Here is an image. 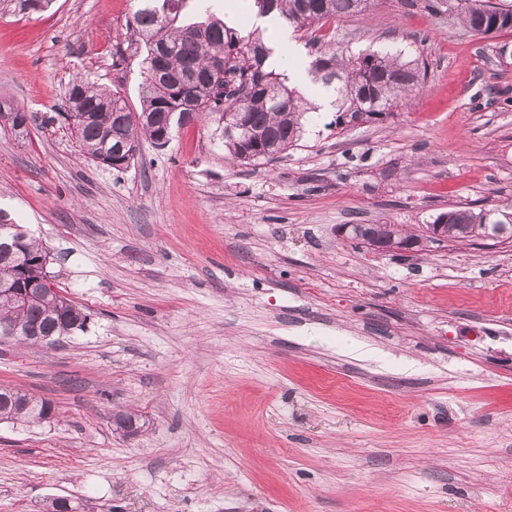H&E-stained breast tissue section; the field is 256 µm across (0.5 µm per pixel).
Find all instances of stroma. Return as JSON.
Instances as JSON below:
<instances>
[{
  "label": "stroma",
  "instance_id": "35a3bbf8",
  "mask_svg": "<svg viewBox=\"0 0 512 512\" xmlns=\"http://www.w3.org/2000/svg\"><path fill=\"white\" fill-rule=\"evenodd\" d=\"M139 0H0V208L89 313L56 346L0 343V385L51 421L0 423V512H512V243L395 256L346 224L512 214V32L374 0L323 34L427 60L383 124L319 113L284 158L228 160L207 118L116 171L48 118L112 68ZM130 409L142 430L115 431ZM2 112H14L11 123L6 126L9 128L10 132L15 135V137H24L29 135V124L31 123L32 115H29L25 111L15 109L10 102L1 99L0 114H2Z\"/></svg>",
  "mask_w": 512,
  "mask_h": 512
}]
</instances>
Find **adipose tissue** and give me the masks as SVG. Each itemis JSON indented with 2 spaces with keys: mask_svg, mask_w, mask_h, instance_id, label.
Returning <instances> with one entry per match:
<instances>
[{
  "mask_svg": "<svg viewBox=\"0 0 512 512\" xmlns=\"http://www.w3.org/2000/svg\"><path fill=\"white\" fill-rule=\"evenodd\" d=\"M201 9L221 16L225 24L245 31L260 29L271 53L265 60L268 68L283 74L295 75L294 62L302 50L288 24L274 14H257L252 0H202Z\"/></svg>",
  "mask_w": 512,
  "mask_h": 512,
  "instance_id": "obj_1",
  "label": "adipose tissue"
}]
</instances>
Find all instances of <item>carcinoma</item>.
Segmentation results:
<instances>
[{"label": "carcinoma", "instance_id": "1", "mask_svg": "<svg viewBox=\"0 0 512 512\" xmlns=\"http://www.w3.org/2000/svg\"><path fill=\"white\" fill-rule=\"evenodd\" d=\"M188 0H142V6L126 24L125 38L116 43L112 67L125 68L139 57L140 109L135 111L127 96L88 76L74 77L65 94V120L73 121L82 155L107 168L112 148L123 143L134 162L141 142L164 149L162 138L201 117L222 114L221 142L227 156L240 164L269 163L301 139L307 114L316 111L306 94L311 88L333 92L336 127L355 122H384L421 86L425 63L393 50L353 53L324 41L306 40L309 60L304 62L309 84L292 85L283 74L263 66L271 49L259 31L242 34L224 25L207 11L204 19L186 23L182 12ZM260 14L274 9L296 32L318 30L336 18L360 14L368 0H253ZM445 7L476 34L512 31V7L490 0H426L425 8ZM11 112L8 128L17 137L29 135L32 116L0 100V113ZM191 112L190 121L180 113ZM448 218V236L480 239L500 231L502 221L491 210L457 206L438 214L433 223ZM9 225L11 238L19 239L14 250L0 249V284H41L47 276L42 258L47 250L22 231L8 213L0 210V228ZM88 314L69 298L30 300L17 304L0 296V326L22 333L39 328L54 336H70L85 330ZM52 404L29 396L25 404L0 391V421H38Z\"/></svg>", "mask_w": 512, "mask_h": 512}]
</instances>
